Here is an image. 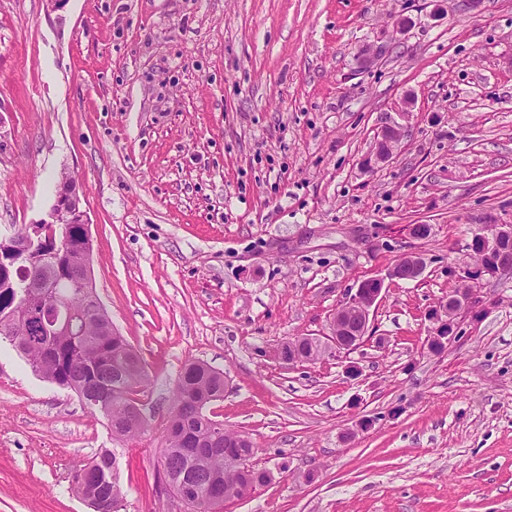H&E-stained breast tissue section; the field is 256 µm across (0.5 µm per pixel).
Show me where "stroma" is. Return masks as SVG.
<instances>
[{"mask_svg":"<svg viewBox=\"0 0 512 512\" xmlns=\"http://www.w3.org/2000/svg\"><path fill=\"white\" fill-rule=\"evenodd\" d=\"M461 3L0 0V234L47 219L68 170L96 294L151 375L127 446L1 341L0 512H91L72 476L103 448L123 512H182L156 482L190 360L223 371L207 412L270 474L224 512H512V274L470 248L512 224V0ZM407 97L401 151L367 170ZM411 251L423 275L388 284L350 359L272 358ZM463 270L479 306L432 352Z\"/></svg>","mask_w":512,"mask_h":512,"instance_id":"1","label":"stroma"}]
</instances>
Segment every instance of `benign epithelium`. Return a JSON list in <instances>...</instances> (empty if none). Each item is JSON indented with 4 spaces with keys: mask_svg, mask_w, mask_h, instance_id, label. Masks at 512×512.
<instances>
[{
    "mask_svg": "<svg viewBox=\"0 0 512 512\" xmlns=\"http://www.w3.org/2000/svg\"><path fill=\"white\" fill-rule=\"evenodd\" d=\"M408 126L394 122L385 124L374 135L373 152L365 159V166L374 168L391 162L398 154L402 141L406 137ZM47 224H82L89 226L87 213L82 208L81 197L75 181L64 173L57 184L55 200L50 208ZM471 246L478 247L484 253L497 256L496 266L489 273H505L512 270V264L506 261L509 247L512 246V224H481L472 237ZM39 251L45 261L60 264L63 254L57 249L50 237H41L38 233L25 229L8 238L0 237V284L6 288L4 295L20 299L24 291L11 288L10 272L30 251ZM426 268L425 258L417 252L406 254L395 266L381 277L373 279L375 287L358 285L355 292L336 308L332 320V334L320 340L321 357L349 355L368 339L367 333L372 309L382 298L385 281L399 278V271L416 280ZM461 287L448 294V299L440 303L430 313V320L436 324L432 344L447 345L458 337V328L463 318L473 314L479 303L477 289L470 284L468 273L457 274ZM42 326L49 333H67L73 328L70 315H61L58 310L45 307L42 314ZM301 342L286 341L273 350V358L282 363L297 362L300 359Z\"/></svg>",
    "mask_w": 512,
    "mask_h": 512,
    "instance_id": "1",
    "label": "benign epithelium"
}]
</instances>
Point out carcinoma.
I'll return each mask as SVG.
<instances>
[{"label": "carcinoma", "mask_w": 512, "mask_h": 512, "mask_svg": "<svg viewBox=\"0 0 512 512\" xmlns=\"http://www.w3.org/2000/svg\"><path fill=\"white\" fill-rule=\"evenodd\" d=\"M66 247L70 266L59 275L53 264L32 253L20 262L13 277L28 289L25 303L14 308L0 304V339L26 361L39 377L74 392L93 412L107 421L112 439L120 442L140 437L148 426L139 416V396L150 384L141 356L125 338L113 335L112 320L99 306L95 288L78 286L81 268V235L77 224H48ZM65 307L79 321L74 336L61 333L39 336L33 332L42 306ZM224 397V372L193 361L180 374L171 400L161 467L173 491L182 483L194 487L187 502L189 512H224V503L249 494L269 475L251 468L241 472L227 465L230 457L254 455V448L238 443L239 432L207 414L208 406ZM89 476L75 477L74 489L88 505L109 500L112 512L125 506L126 491L120 483L115 453L105 448L86 463Z\"/></svg>", "instance_id": "cac0c4a2"}]
</instances>
